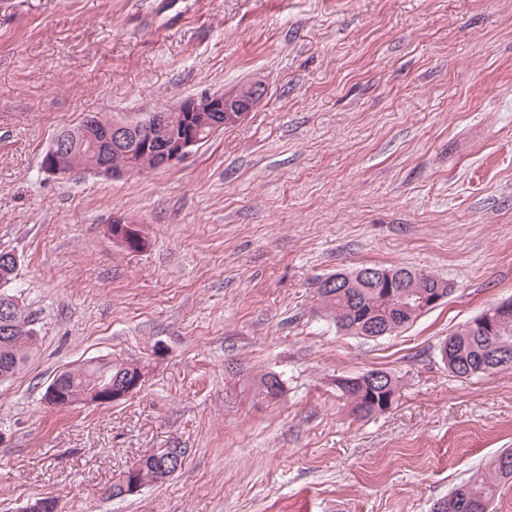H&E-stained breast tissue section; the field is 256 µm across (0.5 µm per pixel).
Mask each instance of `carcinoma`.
I'll list each match as a JSON object with an SVG mask.
<instances>
[{
    "label": "carcinoma",
    "instance_id": "cac0c4a2",
    "mask_svg": "<svg viewBox=\"0 0 512 512\" xmlns=\"http://www.w3.org/2000/svg\"><path fill=\"white\" fill-rule=\"evenodd\" d=\"M72 153L66 159L69 170L86 169L90 164L87 147L71 144ZM6 252H0V308L5 306L1 296H13L12 283L16 278L15 261H6ZM374 274L369 278H352L331 287L317 284V291L336 328L351 336L363 337L373 327H393L394 332L408 327L414 318L403 308V293L411 284L418 271L408 267H371ZM448 371L461 379H470L488 374L493 346L496 344L512 347V318L499 324L491 335L477 330L458 329L448 337ZM38 345L36 329L32 320L25 315L22 307L16 305L13 315L4 317L0 311V371L7 370L12 377L27 360L28 354ZM112 379L135 374L130 361L100 356L65 368L55 375L60 387L76 403L83 393L97 385L102 375ZM243 382L265 396H271L269 389L282 392L283 383L272 372L251 374ZM336 387L354 409L363 416L382 412L389 399H397L400 391L398 378L384 370L374 369L356 376L336 379ZM512 480V451L502 452L483 471L460 481L438 502L434 512H488L501 483Z\"/></svg>",
    "mask_w": 512,
    "mask_h": 512
}]
</instances>
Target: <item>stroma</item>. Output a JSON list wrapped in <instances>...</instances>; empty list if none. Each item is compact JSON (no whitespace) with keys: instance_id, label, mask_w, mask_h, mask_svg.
Listing matches in <instances>:
<instances>
[{"instance_id":"35a3bbf8","label":"stroma","mask_w":512,"mask_h":512,"mask_svg":"<svg viewBox=\"0 0 512 512\" xmlns=\"http://www.w3.org/2000/svg\"><path fill=\"white\" fill-rule=\"evenodd\" d=\"M266 94L181 163L46 174L90 116L140 119L240 83ZM148 248L117 245L113 217ZM39 345L0 383V512H432L512 448V370L440 345L512 298V0H0V251ZM454 293L397 334L338 331L315 282L362 265ZM148 361L117 405L57 410L55 373ZM280 375L272 399L227 362ZM400 379L363 418L335 380ZM178 473L107 495L146 451ZM64 140V137H61L59 140L57 137L55 141H53L51 147L47 150V154L42 163L44 172L60 178H64L69 175V171L65 170L63 165L62 150L65 148Z\"/></svg>"}]
</instances>
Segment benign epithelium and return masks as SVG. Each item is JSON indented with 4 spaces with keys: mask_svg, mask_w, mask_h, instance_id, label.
<instances>
[{
    "mask_svg": "<svg viewBox=\"0 0 512 512\" xmlns=\"http://www.w3.org/2000/svg\"><path fill=\"white\" fill-rule=\"evenodd\" d=\"M261 90L262 84L252 82L182 99L154 110L144 119L134 121L118 118L104 129H99L92 123L83 124L79 126L78 134L91 145L99 161V164L91 169V173L111 178L144 173L142 168L134 164L115 170L109 163L112 147L130 139L137 146L139 154L156 153L160 159L159 167H170L199 147L203 137L210 138L225 126L243 120L247 113L256 107ZM64 148V139L53 141L42 163L44 172L60 178L69 175V171L65 170L63 165ZM112 223L114 227L111 228L110 234L120 243L128 236L141 235L139 227L131 225V222L121 217L112 219ZM446 298L447 295L440 290L424 294L411 303L410 308L427 311L435 308ZM510 315L512 300L508 299L483 312L469 323V328H479L490 333L503 318ZM133 366L136 368L134 378H128L123 382L104 379L83 394L82 403L115 404L138 392L145 383L147 369L139 361L133 362ZM45 403L55 409H64L71 405V400L60 387L53 384L48 389ZM143 467L144 464L136 461L123 474V495H137L146 487V484L137 477ZM20 512H59V504L54 498L44 496L27 503L20 508Z\"/></svg>",
    "mask_w": 512,
    "mask_h": 512,
    "instance_id": "obj_1",
    "label": "benign epithelium"
}]
</instances>
